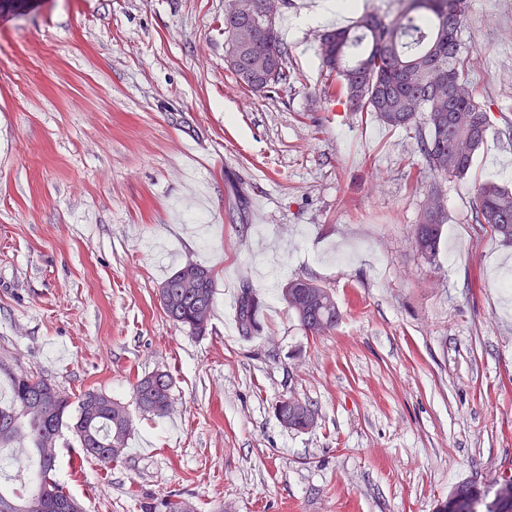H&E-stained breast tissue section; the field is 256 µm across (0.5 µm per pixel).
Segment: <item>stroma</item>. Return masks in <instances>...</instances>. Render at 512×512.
Returning <instances> with one entry per match:
<instances>
[{
	"mask_svg": "<svg viewBox=\"0 0 512 512\" xmlns=\"http://www.w3.org/2000/svg\"><path fill=\"white\" fill-rule=\"evenodd\" d=\"M225 0H0V360L129 407L124 457L57 480L84 512L179 493L197 512H435L459 482L512 470V245L471 224L474 187H512V0H469L462 40L494 100L464 178L412 172L416 132L324 103L330 0H281L291 79L241 86ZM448 212L435 261L412 228ZM212 267L209 331L162 312L184 261ZM330 288L339 325L308 335L283 284ZM249 284L262 331L236 330ZM166 371L144 415L136 377ZM295 394L317 424L284 429ZM133 396L138 408L146 414L162 417L170 413L172 378L165 371H156L137 377Z\"/></svg>",
	"mask_w": 512,
	"mask_h": 512,
	"instance_id": "35a3bbf8",
	"label": "stroma"
}]
</instances>
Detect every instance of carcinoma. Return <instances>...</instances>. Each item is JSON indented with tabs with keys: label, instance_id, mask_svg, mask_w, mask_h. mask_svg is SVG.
I'll list each match as a JSON object with an SVG mask.
<instances>
[{
	"label": "carcinoma",
	"instance_id": "carcinoma-1",
	"mask_svg": "<svg viewBox=\"0 0 512 512\" xmlns=\"http://www.w3.org/2000/svg\"><path fill=\"white\" fill-rule=\"evenodd\" d=\"M253 14L233 12L225 0L224 45L237 81L253 92L288 84L290 75L285 49L272 20L262 16L264 0H254ZM399 18L388 20L366 12L346 28L324 33L319 57L324 84L321 89L328 104L350 101L352 111L366 113L392 128L416 127L420 154L426 169L436 176L462 178L473 166L491 126V107L481 101L471 75L469 51L461 39L468 0H401ZM452 78L459 95L448 97V84L438 77ZM447 215L443 200L435 197L414 225L412 241L417 252L431 260L436 257ZM471 223L489 227L504 243L512 244V189L493 180L475 186ZM203 278L196 286L183 285L181 269L165 282L171 285L159 299L163 313L175 325L195 336L206 333L199 311L211 316L216 294V274L197 265ZM291 292L306 299L307 307L294 313L299 325L311 335L335 328L342 314L330 289L306 280L288 282ZM263 304L251 288L238 293L235 318L239 335L250 340L262 328ZM12 398L0 406V449L20 445L18 434L25 432L31 448L34 476L23 493L0 489V504L16 505L13 512H83L82 504L66 493L55 478L57 445L63 430L76 438L82 457L97 459L111 449L114 438L121 442L117 458H122L132 430L128 407L119 399L87 389L71 401V396L29 373L19 381L9 370ZM133 396L138 408L149 415L170 413L172 378L156 371L137 378ZM487 491L466 481L455 486L451 496L463 501L462 512H512V501L485 502ZM141 512H195L185 510L184 499L171 494L160 503L140 505Z\"/></svg>",
	"mask_w": 512,
	"mask_h": 512
}]
</instances>
